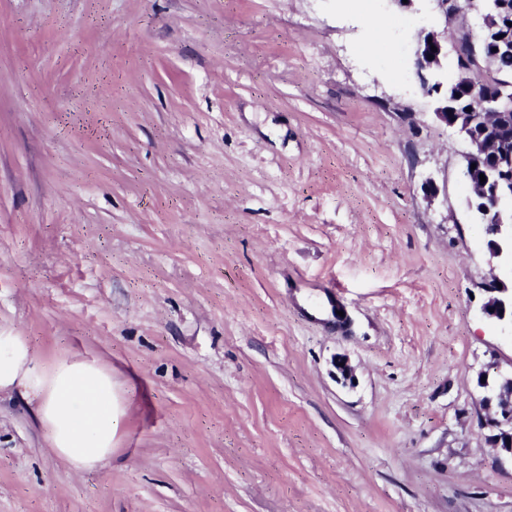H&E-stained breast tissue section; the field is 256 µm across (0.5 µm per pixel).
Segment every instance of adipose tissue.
Listing matches in <instances>:
<instances>
[{"mask_svg": "<svg viewBox=\"0 0 512 512\" xmlns=\"http://www.w3.org/2000/svg\"><path fill=\"white\" fill-rule=\"evenodd\" d=\"M33 404L53 452L70 468L91 471L112 455L117 406L112 373L72 357L45 366L26 337L0 327V396Z\"/></svg>", "mask_w": 512, "mask_h": 512, "instance_id": "1", "label": "adipose tissue"}]
</instances>
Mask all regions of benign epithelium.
Segmentation results:
<instances>
[{
    "label": "benign epithelium",
    "instance_id": "benign-epithelium-1",
    "mask_svg": "<svg viewBox=\"0 0 512 512\" xmlns=\"http://www.w3.org/2000/svg\"><path fill=\"white\" fill-rule=\"evenodd\" d=\"M443 23L448 18L458 19L476 12L480 20L478 29L465 28L472 39L483 40L495 37L496 48L512 47V15L505 13L508 4L503 0H486L480 8L471 0H436ZM436 50H431V47ZM453 52L459 65V81L467 83L472 77L468 64V48L459 37L448 41L445 33L436 29L421 30L417 35L413 65L423 94L433 95L441 83H431L428 74L439 71L448 60V52ZM437 121L455 129L468 144L464 153V176L467 183L474 184L471 164L489 157L486 181L472 189V202L484 226L495 227V234L512 237V150L500 145L503 138L512 137V95H500L490 100L481 109L472 112H450L439 106L433 112ZM488 294L484 312L502 320L512 309V289L497 282L485 288ZM499 411L485 419V424L496 430L495 447L512 456V389L506 387L496 393Z\"/></svg>",
    "mask_w": 512,
    "mask_h": 512
}]
</instances>
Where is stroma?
<instances>
[{
	"instance_id": "obj_1",
	"label": "stroma",
	"mask_w": 512,
	"mask_h": 512,
	"mask_svg": "<svg viewBox=\"0 0 512 512\" xmlns=\"http://www.w3.org/2000/svg\"><path fill=\"white\" fill-rule=\"evenodd\" d=\"M433 0H0V326L112 370V456L0 398V512H512V287L413 68ZM344 357L350 380L336 373ZM484 290L488 294L483 308L484 312L490 317L503 320L507 311L512 309V289L505 288L493 281ZM507 384L506 388H502L503 383L497 382L492 389L496 393L499 411L494 416L485 419V424L497 431L495 437V447L500 448L512 458V390H510V382L512 383V372L510 377L504 378Z\"/></svg>"
}]
</instances>
